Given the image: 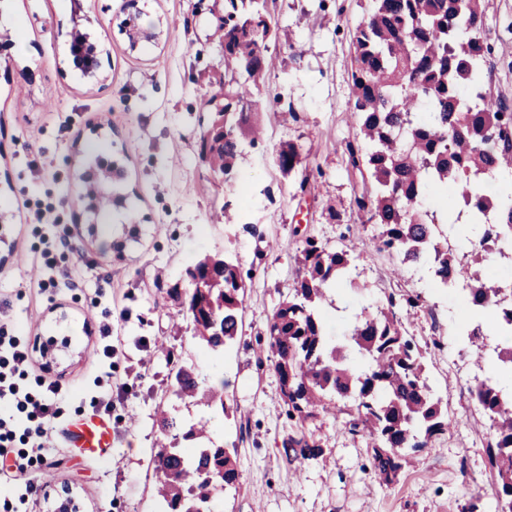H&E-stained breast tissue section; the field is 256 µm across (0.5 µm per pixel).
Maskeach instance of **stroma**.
<instances>
[{
  "mask_svg": "<svg viewBox=\"0 0 512 512\" xmlns=\"http://www.w3.org/2000/svg\"><path fill=\"white\" fill-rule=\"evenodd\" d=\"M494 45L492 87L512 104V0H485ZM139 23L157 40L130 48L119 22L126 0H0V323L12 346L0 347V381L15 396L0 400L12 437L9 462L42 482L36 500L24 486L0 481V512H156L149 459L161 430L158 405L190 421L203 408L175 393V364L224 380L225 412L211 418L214 437L237 456L239 478L219 512H459L472 501L496 512L485 446L490 430L470 398V383L498 379L492 361L475 366L457 333L460 312L427 269L376 251L378 225L354 222L361 190L347 166L358 123L350 99L352 35L363 0H277L276 65L254 99L264 141L238 161L249 184L221 181L199 158L209 115L201 102L224 72L215 31L224 0H137ZM81 28L97 49L100 77L84 78L70 56ZM298 121L281 124L276 111ZM301 163L281 172L284 142ZM111 171L112 202L97 220L74 199L84 175ZM317 179L301 193L304 175ZM236 202L238 220L212 215ZM353 248L357 287L341 284L319 307L332 332L347 314L373 311L390 293H421L427 307L402 318L425 353L429 382L455 425L414 454L397 481L379 484L366 471L361 438L325 420L311 431L324 448L301 469L288 465L282 442L291 431L266 343L265 327L296 274L303 234ZM237 264L246 284L234 345L214 354L176 325L181 306L168 294L185 286V269L207 254ZM56 340L42 363L38 345ZM442 341L443 350L433 348ZM111 355H104V347ZM31 351L14 369L13 349ZM60 390L48 395L49 382ZM112 393V455L94 459L71 448L64 428ZM51 399L57 416L45 449L33 448L18 400ZM55 460L47 468V460Z\"/></svg>",
  "mask_w": 512,
  "mask_h": 512,
  "instance_id": "obj_1",
  "label": "stroma"
}]
</instances>
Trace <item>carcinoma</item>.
Segmentation results:
<instances>
[{"label": "carcinoma", "instance_id": "obj_1", "mask_svg": "<svg viewBox=\"0 0 512 512\" xmlns=\"http://www.w3.org/2000/svg\"><path fill=\"white\" fill-rule=\"evenodd\" d=\"M275 2L224 0V75L205 103L211 125L224 123V144L204 160L227 179L264 133L251 106L272 65ZM352 43L351 109L359 134L348 144L349 164L370 183L354 196V212L380 226L377 251L398 253L404 265L429 264L441 288L463 284L473 308L492 312L495 328L512 333V288L482 271L496 240L512 235V205L490 210L489 193L474 192L497 169L512 167V107L494 96L485 70L490 47L483 0H369ZM298 162L297 145L283 144L281 169L289 173ZM431 189L462 201L477 224L468 250L458 251L439 231L438 210L424 204ZM355 260L349 248L303 237L296 279L268 320L281 396L296 427L283 441L284 458L290 464L320 458L323 448L307 425L344 414V431L365 441L372 473L388 485L406 457L452 421L398 316L401 308L425 307L421 294H390L374 311L355 315L341 338L326 333L318 306L333 284L355 285ZM193 268L205 282L186 293L183 317L193 338L218 352L235 342L245 284L238 267L218 254ZM466 332L471 345L485 347L483 324ZM174 379L178 396L224 407V381L187 366L178 367ZM467 390L491 431L492 496L498 512H512V389L481 381ZM156 416L168 438L153 459L158 503L164 512H211L215 498L236 484V460L217 444L208 421L188 423L178 436L164 407ZM179 438L190 445L178 446Z\"/></svg>", "mask_w": 512, "mask_h": 512}]
</instances>
